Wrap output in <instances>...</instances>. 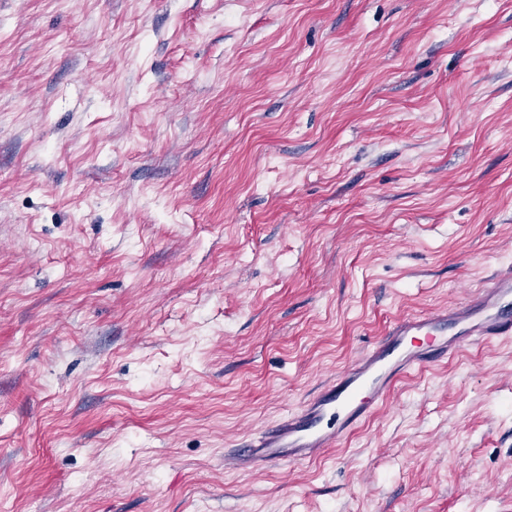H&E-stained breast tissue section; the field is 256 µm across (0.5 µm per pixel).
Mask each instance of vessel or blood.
Returning a JSON list of instances; mask_svg holds the SVG:
<instances>
[{"mask_svg": "<svg viewBox=\"0 0 512 512\" xmlns=\"http://www.w3.org/2000/svg\"><path fill=\"white\" fill-rule=\"evenodd\" d=\"M512 337V268L463 302L395 318L383 337L297 411L270 426L225 462L257 470L321 456L387 402L411 372L447 361L464 348Z\"/></svg>", "mask_w": 512, "mask_h": 512, "instance_id": "1", "label": "vessel or blood"}]
</instances>
